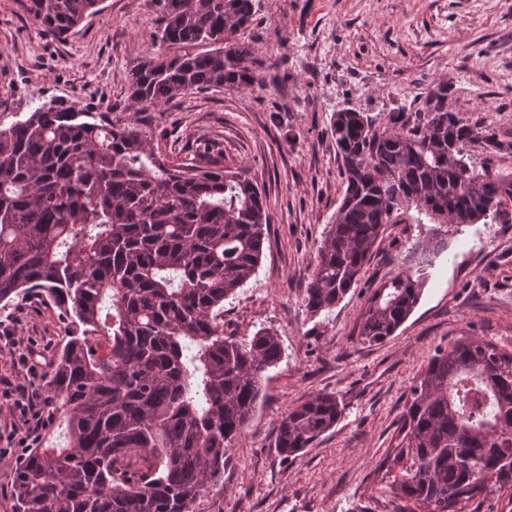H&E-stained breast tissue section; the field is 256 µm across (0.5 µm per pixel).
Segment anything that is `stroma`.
Wrapping results in <instances>:
<instances>
[{"label":"stroma","mask_w":512,"mask_h":512,"mask_svg":"<svg viewBox=\"0 0 512 512\" xmlns=\"http://www.w3.org/2000/svg\"><path fill=\"white\" fill-rule=\"evenodd\" d=\"M31 0H0V128L51 100L149 133L168 163L206 145L256 183L267 203L261 262L224 303L225 334H276L284 357L265 374L264 399L235 442L208 512H392L396 470L384 459L408 387L436 347L485 340L512 350V204L500 218L452 228L413 312L380 345L360 326L380 281L409 267L431 222L416 210L387 225L360 281L332 312L310 317L302 297L323 232L341 203L333 112L381 120L421 110L448 85V109L484 117L512 142V0H256L247 32L262 82L205 90L138 111L128 69L157 52L164 0H100L61 37L45 34ZM65 325L33 296L0 309V378L43 396ZM336 395L344 412L310 448L283 459L277 426L295 406Z\"/></svg>","instance_id":"obj_1"}]
</instances>
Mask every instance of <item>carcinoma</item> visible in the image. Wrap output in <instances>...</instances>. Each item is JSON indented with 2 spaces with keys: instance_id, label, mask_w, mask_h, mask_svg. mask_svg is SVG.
<instances>
[{
  "instance_id": "1",
  "label": "carcinoma",
  "mask_w": 512,
  "mask_h": 512,
  "mask_svg": "<svg viewBox=\"0 0 512 512\" xmlns=\"http://www.w3.org/2000/svg\"><path fill=\"white\" fill-rule=\"evenodd\" d=\"M100 0H31L48 35L63 36ZM160 50L127 73L141 111L204 90L260 80L246 32L255 0H166ZM342 200L303 294L314 318L359 281L384 226L413 208L438 225L411 261L423 271L447 245L446 226L496 219L512 203V173L476 167L472 144L501 151L484 119L448 111L444 83L423 111L378 123L333 113ZM267 216L258 186L206 152L169 165L134 125L97 121L54 102L0 128V303L38 293L67 336L45 389L46 422H67V444L44 431L15 465L14 512H208L227 451L263 399L279 339L224 335V301L261 260ZM421 288L407 270L367 300L360 337L383 343ZM393 512H475L512 490V352L489 341L438 347L409 387ZM343 413L332 394L291 409L277 430L298 455Z\"/></svg>"
}]
</instances>
